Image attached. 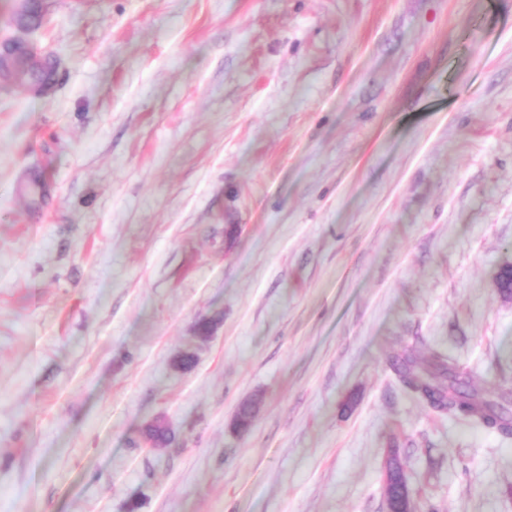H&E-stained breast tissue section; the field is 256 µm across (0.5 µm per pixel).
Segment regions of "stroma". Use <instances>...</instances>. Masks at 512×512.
Instances as JSON below:
<instances>
[{"mask_svg": "<svg viewBox=\"0 0 512 512\" xmlns=\"http://www.w3.org/2000/svg\"><path fill=\"white\" fill-rule=\"evenodd\" d=\"M36 3L0 0L61 59L0 89V512H386L392 448L414 512H512V436L392 368L512 388V0ZM392 368L409 392L433 410L502 434L512 433V411L469 390L466 374L441 356L419 362L405 354L393 360Z\"/></svg>", "mask_w": 512, "mask_h": 512, "instance_id": "1", "label": "stroma"}]
</instances>
